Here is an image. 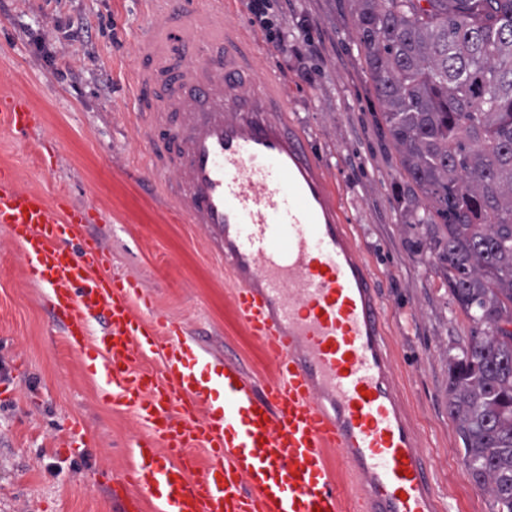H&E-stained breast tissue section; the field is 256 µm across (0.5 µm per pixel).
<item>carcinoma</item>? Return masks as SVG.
<instances>
[{"mask_svg":"<svg viewBox=\"0 0 512 512\" xmlns=\"http://www.w3.org/2000/svg\"><path fill=\"white\" fill-rule=\"evenodd\" d=\"M379 122L426 199L430 250L472 322L448 358V414L463 463L512 512V0H354Z\"/></svg>","mask_w":512,"mask_h":512,"instance_id":"carcinoma-1","label":"carcinoma"}]
</instances>
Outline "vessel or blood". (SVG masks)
<instances>
[{"label": "vessel or blood", "instance_id": "1", "mask_svg": "<svg viewBox=\"0 0 512 512\" xmlns=\"http://www.w3.org/2000/svg\"><path fill=\"white\" fill-rule=\"evenodd\" d=\"M155 2L131 95L147 119L146 172L184 223L202 225L274 380L229 361L215 371L181 326L143 317L149 300L109 273L87 212L52 206L0 170V224L71 347L91 351L104 396L146 427L134 465L114 476L125 512L148 500L157 512H344L345 474L361 485L360 512H441L374 279L319 159L288 123L276 74L254 78L248 25L221 0ZM186 46L200 57H181ZM0 119L21 134L41 123L15 97ZM157 349L161 368H142Z\"/></svg>", "mask_w": 512, "mask_h": 512}]
</instances>
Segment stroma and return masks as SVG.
I'll list each match as a JSON object with an SVG mask.
<instances>
[{"label":"stroma","mask_w":512,"mask_h":512,"mask_svg":"<svg viewBox=\"0 0 512 512\" xmlns=\"http://www.w3.org/2000/svg\"><path fill=\"white\" fill-rule=\"evenodd\" d=\"M287 48L257 29L258 69L275 70L292 125L335 187L345 222L388 307L394 373L432 456L445 512H497L471 482L448 414V358L471 324L414 221L419 189L375 117L381 110L354 30L353 0H268ZM153 0H0V96H24L42 125L0 121V167L51 202L85 208L113 270L138 282L156 313L217 358L272 380L274 366L238 318L234 287L199 225L148 181L128 79ZM145 428L105 398L0 229V512H123L112 475L132 464Z\"/></svg>","instance_id":"1"}]
</instances>
